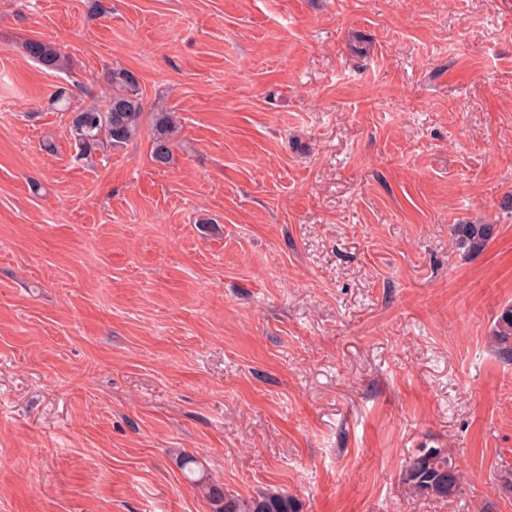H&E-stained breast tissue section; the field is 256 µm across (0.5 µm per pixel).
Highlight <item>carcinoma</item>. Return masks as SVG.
<instances>
[{"mask_svg": "<svg viewBox=\"0 0 512 512\" xmlns=\"http://www.w3.org/2000/svg\"><path fill=\"white\" fill-rule=\"evenodd\" d=\"M25 57L42 68L54 72H66L71 60L55 44L40 39H28L22 43ZM107 81L112 95L100 105L74 109L72 88L62 83L51 94L49 104L60 112H71L69 136L74 148V159L88 161L101 147L108 145L121 148L140 134L144 122L152 131L151 161L165 170L175 164V151L181 140L179 124L171 112L160 110L147 112L138 80L133 72L114 67L108 72ZM494 234L492 224L464 223L453 225L455 247L468 254L483 252ZM494 348L505 359L512 358V305L504 306L492 328ZM197 460L185 456L181 469L188 470L186 478L206 492L212 512H302V504L281 490L267 489L248 499L224 491L223 485L202 475L193 478L192 465ZM402 483L415 493L446 500L455 496L463 482L462 471L445 448H420L406 462L402 471Z\"/></svg>", "mask_w": 512, "mask_h": 512, "instance_id": "carcinoma-1", "label": "carcinoma"}]
</instances>
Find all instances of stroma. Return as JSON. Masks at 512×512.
<instances>
[{
    "label": "stroma",
    "instance_id": "35a3bbf8",
    "mask_svg": "<svg viewBox=\"0 0 512 512\" xmlns=\"http://www.w3.org/2000/svg\"><path fill=\"white\" fill-rule=\"evenodd\" d=\"M29 38L81 108L131 70L175 166L74 162ZM0 99V512H211L185 453L302 512H512V0H0ZM433 447L445 501L401 481ZM21 49L25 57L46 70L67 72L72 66L70 58L51 42L28 39L22 43ZM494 234L490 224L464 223L453 225V243L459 250L467 254L483 252ZM494 348L504 359L512 358V305L504 306L492 328ZM402 483L415 493L448 500L463 482L462 471L445 448H420L406 462Z\"/></svg>",
    "mask_w": 512,
    "mask_h": 512
}]
</instances>
